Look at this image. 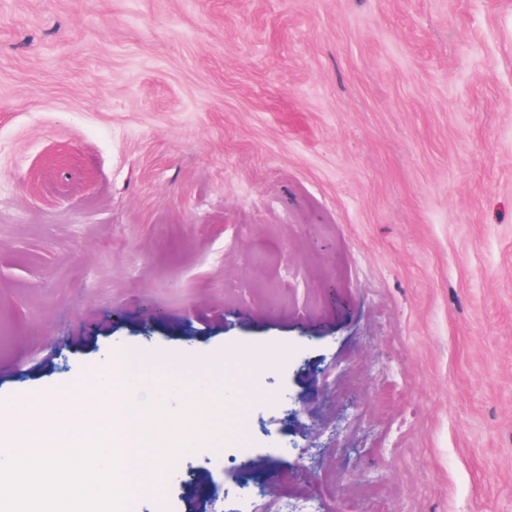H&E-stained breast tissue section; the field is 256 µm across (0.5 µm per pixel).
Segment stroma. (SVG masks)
Instances as JSON below:
<instances>
[{
	"label": "stroma",
	"instance_id": "stroma-1",
	"mask_svg": "<svg viewBox=\"0 0 512 512\" xmlns=\"http://www.w3.org/2000/svg\"><path fill=\"white\" fill-rule=\"evenodd\" d=\"M113 362L172 512H512V0H0V395ZM253 508L251 511L254 512H313L314 502L304 499L284 498L277 502L274 506L269 507L265 503L261 502L258 498L253 500Z\"/></svg>",
	"mask_w": 512,
	"mask_h": 512
}]
</instances>
